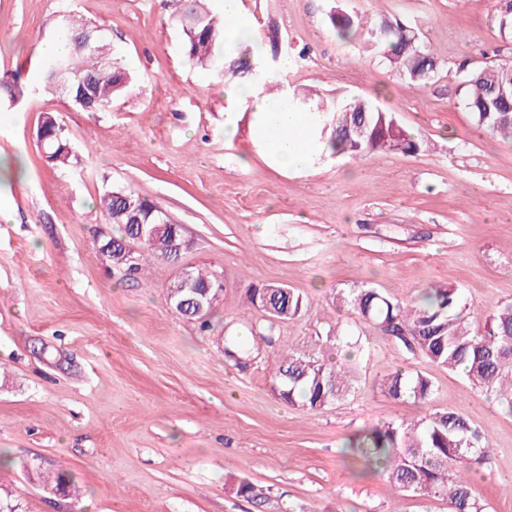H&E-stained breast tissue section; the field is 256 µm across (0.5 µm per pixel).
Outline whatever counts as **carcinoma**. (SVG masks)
Segmentation results:
<instances>
[{
    "label": "carcinoma",
    "instance_id": "cac0c4a2",
    "mask_svg": "<svg viewBox=\"0 0 512 512\" xmlns=\"http://www.w3.org/2000/svg\"><path fill=\"white\" fill-rule=\"evenodd\" d=\"M163 9L182 35L184 55L203 69L221 71L225 61L247 73L260 87L278 83L260 57L235 59L236 45L226 32L221 16L213 13L207 0H161ZM500 32L512 36V0H499L495 16ZM339 37L349 39L357 33L354 19L336 13L329 16ZM391 68L412 82L432 81L440 63L405 24L380 21L363 33ZM67 52L49 58L36 91H60L84 112H107L115 99L126 93L134 75L113 61L109 43L100 30L81 23L62 29ZM90 45L85 47V40ZM463 72V104L475 125L488 134L512 142V63H489L471 67L459 65ZM326 121L320 139L332 155L360 159L376 152L412 155L420 150L417 139L397 120L361 99H338L323 109ZM47 163L64 167L71 163L72 150L59 120L48 115L37 129ZM106 223L118 227L119 235L106 237L99 246L112 244L102 255L116 268L133 276L160 252L150 234L163 239L174 231L176 222L162 214V208L150 199L125 188H113L99 198ZM144 240H138L139 235ZM135 243L131 264L123 262L122 243ZM196 284L210 291L202 298L205 312L198 318L188 307L191 294L179 289L168 295L169 304L189 320L209 326L214 304L223 295L216 273L192 272ZM250 304L266 317L258 324L259 339L268 342L276 326L301 317L306 310L303 296L277 284L251 289ZM336 310H348L366 323H375L381 331L400 341L411 355L461 373L474 389H485L500 397L512 412V302L491 309L483 330L470 327L471 308L464 294L446 285L425 289L407 301L392 298L380 290L362 286L341 289L334 297ZM320 351L288 350L278 365L276 388L279 397L291 406L306 411L321 410L348 396L352 385L348 371L360 350L358 342L340 335L318 341ZM224 355L239 364L250 357L246 342L227 339ZM380 392L393 400L424 403L433 392V382L420 371L399 366L378 377ZM489 438L474 428L462 415L437 409L419 421H389L365 429L352 437L345 452L352 460L380 471L390 483L404 492L420 497H440L447 501L448 512H486V504L473 488L471 463L490 453Z\"/></svg>",
    "mask_w": 512,
    "mask_h": 512
}]
</instances>
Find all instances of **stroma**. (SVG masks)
<instances>
[{
    "mask_svg": "<svg viewBox=\"0 0 512 512\" xmlns=\"http://www.w3.org/2000/svg\"><path fill=\"white\" fill-rule=\"evenodd\" d=\"M496 0H240V20L284 88L319 102L357 95L395 113L421 142L413 155L362 161L322 152L303 173L277 168L254 130L251 106L189 61L157 0H0V75L39 78L37 48L65 15L101 29L139 76L111 111L83 112L59 93L0 99V498L20 512H448L446 501L400 491L343 456L364 427L450 409L489 438L470 477L487 512H512V415L448 370L406 353L356 315L335 313L336 290L363 285L400 299L449 284L464 292L479 330L512 301V144L479 132L462 100L460 63L512 57ZM336 11L361 26L399 19L441 64L425 85L407 80L362 37L344 42ZM290 68H282V58ZM57 116L72 148L48 164L36 140ZM237 132L225 138V122ZM148 197L182 224L178 263L154 260L132 278L108 268L97 245L111 225L96 207L108 189ZM224 277V296L200 330L169 305L179 269ZM280 284L307 309L256 341L247 368L224 356L225 336L264 317L251 288ZM339 332L360 340L359 378L318 411L273 390L282 353ZM410 366L434 383L429 402L394 401L374 381ZM68 473L70 495L46 490L25 463ZM262 486L263 505L236 493Z\"/></svg>",
    "mask_w": 512,
    "mask_h": 512,
    "instance_id": "stroma-1",
    "label": "stroma"
}]
</instances>
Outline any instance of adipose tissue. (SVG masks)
<instances>
[{"instance_id":"1","label":"adipose tissue","mask_w":512,"mask_h":512,"mask_svg":"<svg viewBox=\"0 0 512 512\" xmlns=\"http://www.w3.org/2000/svg\"><path fill=\"white\" fill-rule=\"evenodd\" d=\"M226 98L252 101L259 112V131L267 152L278 167L303 172L313 163L317 146L316 130L323 118L320 114L298 112L286 99L269 100L253 87L228 84Z\"/></svg>"}]
</instances>
